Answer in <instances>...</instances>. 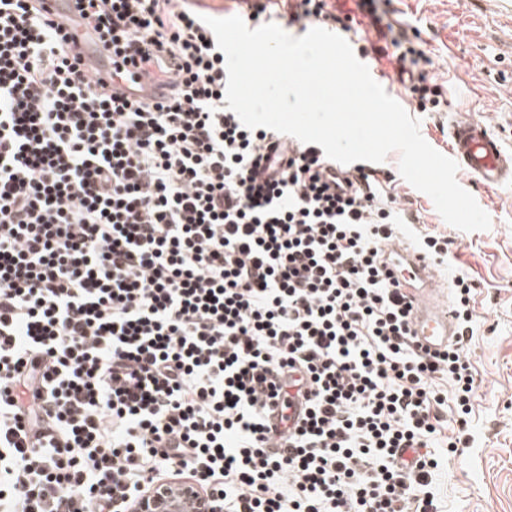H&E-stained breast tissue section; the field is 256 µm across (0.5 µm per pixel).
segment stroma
<instances>
[{
  "label": "stroma",
  "mask_w": 512,
  "mask_h": 512,
  "mask_svg": "<svg viewBox=\"0 0 512 512\" xmlns=\"http://www.w3.org/2000/svg\"><path fill=\"white\" fill-rule=\"evenodd\" d=\"M376 7L382 24L406 29L424 51V70L443 90L441 111L418 115L423 138L449 154L450 124L467 117L487 123L512 153V0H377ZM336 8L359 23L344 34L354 50L376 51L385 68H397L396 49L361 0H338ZM398 161L393 152L378 166L391 176L398 203L453 240L452 269L478 285L468 354L479 389L463 433L468 447L436 472L435 497L442 512H512V184L488 189L458 172L491 218L490 229L463 232L400 178Z\"/></svg>",
  "instance_id": "1"
}]
</instances>
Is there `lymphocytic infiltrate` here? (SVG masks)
Returning a JSON list of instances; mask_svg holds the SVG:
<instances>
[{"mask_svg":"<svg viewBox=\"0 0 512 512\" xmlns=\"http://www.w3.org/2000/svg\"><path fill=\"white\" fill-rule=\"evenodd\" d=\"M42 2L0 0V512H131L182 480L211 512H439L472 280L456 343L421 351L380 259L417 218L376 170L332 180L319 145L244 128L187 0H75L122 94Z\"/></svg>","mask_w":512,"mask_h":512,"instance_id":"f902f5d3","label":"lymphocytic infiltrate"}]
</instances>
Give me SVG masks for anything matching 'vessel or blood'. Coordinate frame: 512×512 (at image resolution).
<instances>
[{"mask_svg":"<svg viewBox=\"0 0 512 512\" xmlns=\"http://www.w3.org/2000/svg\"><path fill=\"white\" fill-rule=\"evenodd\" d=\"M451 156L484 187L512 183V154L506 153L488 125L470 118L455 121L450 129ZM390 267L399 271L402 288L415 300L411 330L432 351L456 341L450 306L436 301L437 272L412 249L395 244L385 250Z\"/></svg>","mask_w":512,"mask_h":512,"instance_id":"b4317fda","label":"vessel or blood"}]
</instances>
